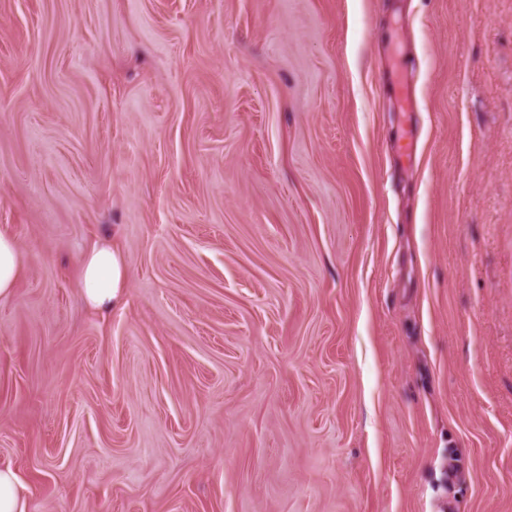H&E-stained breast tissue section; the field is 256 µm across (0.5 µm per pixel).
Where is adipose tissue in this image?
I'll list each match as a JSON object with an SVG mask.
<instances>
[{
  "instance_id": "ef3b65f1",
  "label": "adipose tissue",
  "mask_w": 512,
  "mask_h": 512,
  "mask_svg": "<svg viewBox=\"0 0 512 512\" xmlns=\"http://www.w3.org/2000/svg\"><path fill=\"white\" fill-rule=\"evenodd\" d=\"M126 267L120 248L109 242L92 245L81 262L79 288L89 307L107 310L121 302Z\"/></svg>"
}]
</instances>
